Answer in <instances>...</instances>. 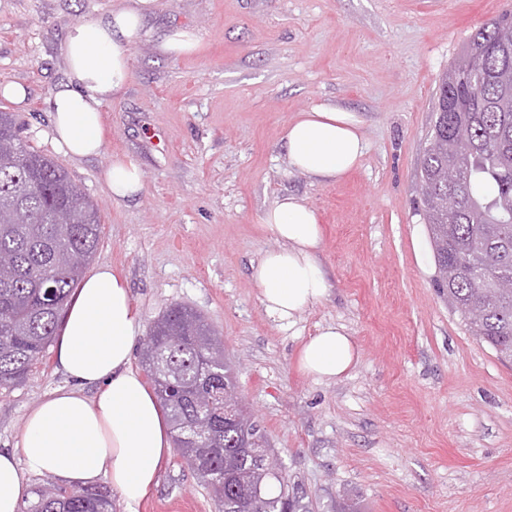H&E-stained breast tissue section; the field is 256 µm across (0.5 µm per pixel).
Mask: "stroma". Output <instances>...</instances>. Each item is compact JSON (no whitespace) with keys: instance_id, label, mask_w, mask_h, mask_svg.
I'll list each match as a JSON object with an SVG mask.
<instances>
[{"instance_id":"stroma-1","label":"stroma","mask_w":512,"mask_h":512,"mask_svg":"<svg viewBox=\"0 0 512 512\" xmlns=\"http://www.w3.org/2000/svg\"><path fill=\"white\" fill-rule=\"evenodd\" d=\"M122 0H0V97L21 135L95 203L92 265L128 281L143 329L170 305L193 308L235 367L242 403L312 512H512V363L449 310L419 265L420 165L437 86L472 32L512 0H155L131 49L124 92L103 105L106 146L75 159L54 142L44 101L63 77L78 21ZM189 30L198 48L167 54ZM356 112L368 149L340 180L290 169L283 134L299 113ZM141 168L144 190L116 202L114 157ZM304 199L324 229L330 288L289 328L271 319L252 266L279 240L262 225L282 194ZM357 345L347 376L297 368L320 327ZM66 380L46 351L21 385L0 390V452L16 450L28 408ZM117 512H218L171 451L141 505Z\"/></svg>"}]
</instances>
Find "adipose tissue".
<instances>
[{
  "mask_svg": "<svg viewBox=\"0 0 512 512\" xmlns=\"http://www.w3.org/2000/svg\"><path fill=\"white\" fill-rule=\"evenodd\" d=\"M152 0L76 23L65 43L63 80L45 101L54 141L76 159L102 153L100 108L120 95L130 77L132 45L143 34V10ZM290 167L318 181H336L366 152L360 120L349 110L319 105L300 113L285 130ZM105 181L118 201L143 190L139 165L114 159ZM262 222L279 240L253 268L260 300L282 325L323 299L329 289L318 259L323 229L315 211L294 195L280 196ZM142 328L127 280L111 266L93 269L64 313L55 360L67 380L31 406L16 453H0V512H19L31 475L90 485L107 479L130 507L158 481L172 434L156 395L133 368ZM358 351L344 327L329 325L303 345L299 369L334 381L355 366ZM95 387L87 395V387Z\"/></svg>",
  "mask_w": 512,
  "mask_h": 512,
  "instance_id": "adipose-tissue-1",
  "label": "adipose tissue"
}]
</instances>
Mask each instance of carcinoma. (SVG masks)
<instances>
[{
  "label": "carcinoma",
  "instance_id": "carcinoma-1",
  "mask_svg": "<svg viewBox=\"0 0 512 512\" xmlns=\"http://www.w3.org/2000/svg\"><path fill=\"white\" fill-rule=\"evenodd\" d=\"M0 389L23 383L44 355L61 313L101 239L98 208L53 159L30 147L16 115L0 111ZM456 180L448 183V169ZM421 204L448 307L497 356L512 360V11L483 25L463 46L439 86L435 120L423 151ZM442 195L456 197L452 210ZM223 345L197 312L170 306L141 353L174 432L177 450L199 482L224 493L237 512L260 483L257 512H304L283 472L265 474L256 423L224 425L217 414L236 389ZM25 512H112L101 486L37 485Z\"/></svg>",
  "mask_w": 512,
  "mask_h": 512
}]
</instances>
